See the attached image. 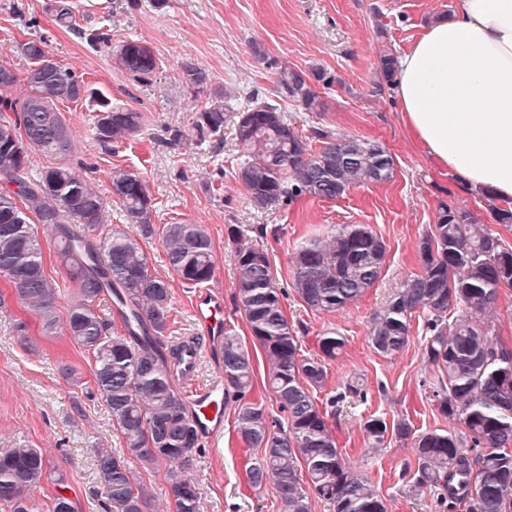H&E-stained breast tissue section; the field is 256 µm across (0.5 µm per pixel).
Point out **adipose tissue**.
<instances>
[{
    "label": "adipose tissue",
    "instance_id": "obj_1",
    "mask_svg": "<svg viewBox=\"0 0 512 512\" xmlns=\"http://www.w3.org/2000/svg\"><path fill=\"white\" fill-rule=\"evenodd\" d=\"M408 134L469 188L512 203V0H459L398 61Z\"/></svg>",
    "mask_w": 512,
    "mask_h": 512
}]
</instances>
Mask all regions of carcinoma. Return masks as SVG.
Listing matches in <instances>:
<instances>
[{
	"label": "carcinoma",
	"instance_id": "carcinoma-1",
	"mask_svg": "<svg viewBox=\"0 0 512 512\" xmlns=\"http://www.w3.org/2000/svg\"><path fill=\"white\" fill-rule=\"evenodd\" d=\"M54 20L78 27L72 0H53ZM30 61L26 93L11 98L18 81L0 62V279L25 310L38 316L46 334L62 326L71 343L91 357L93 391L120 433L126 455L145 470L166 466L175 512H203L198 484L191 474L193 452L201 437L185 396L173 377L175 346H166L170 330L171 285L154 273L143 243L161 232L171 273L198 287L214 274V247L200 224L153 222L145 180L115 169L112 196L123 205L134 229L103 222L106 200L64 159L74 152L71 129L58 109L81 96L96 100L93 129L105 146L136 136L145 115L109 101L88 88L82 77L59 65L41 37L16 45ZM115 67L136 81L155 76L160 61L145 41L129 37L116 47ZM381 93L395 81L396 59L380 57ZM183 84L206 90L205 69L189 65ZM280 93L311 114L325 109L308 75L284 69ZM14 118L7 119L4 113ZM198 143L229 132L239 148L235 177L251 205L267 210L304 197L334 200L355 185L393 178L395 164L380 142L336 134L314 126L309 135L283 120L278 105L260 101L239 111L224 103L220 91L196 112ZM41 153L62 159L33 178L29 157ZM53 238L74 296L61 306L59 284L45 270L40 236ZM421 271L401 281L385 306L370 320L368 339L378 354L400 352L409 342L411 320L422 317L423 361L430 367V397L446 418L462 425L417 431L401 419L364 420L373 448L388 435L411 439L415 472L401 492L412 498L424 488L436 493L439 512H512V349L492 324L500 293L512 288V247L508 248L471 214L442 204L436 224L418 242ZM384 240L363 225L341 224L330 236L301 243L290 269L296 296L310 309L335 312L359 300L380 278ZM110 298L121 330L97 311ZM234 304L244 317L253 344L269 362L268 390L287 426L269 418L264 402L253 397L254 363L247 343L224 334L219 367L227 402L234 405L237 437L264 455L248 464V487L270 484L284 512H311L310 494L330 503L334 512H387L383 497L343 453L327 421L349 398L366 399L359 380L350 378L321 402L313 391L323 386L325 359L345 345L334 332L317 338L320 358L302 354L301 343L284 314L264 249L247 247L235 260ZM102 497L121 512H144L148 492L127 463L110 448L94 449ZM49 461L27 444L0 447V502L12 512H29L34 484ZM47 512H76L74 502L56 493Z\"/></svg>",
	"mask_w": 512,
	"mask_h": 512
}]
</instances>
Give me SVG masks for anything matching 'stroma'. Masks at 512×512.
<instances>
[{"label": "stroma", "mask_w": 512, "mask_h": 512, "mask_svg": "<svg viewBox=\"0 0 512 512\" xmlns=\"http://www.w3.org/2000/svg\"><path fill=\"white\" fill-rule=\"evenodd\" d=\"M48 2L0 0V59L25 74L29 64L15 46L43 37L57 63L147 117L136 141L110 150L94 136L89 101L60 104L75 141L71 165L105 195L112 168L140 174L149 186L155 224L202 225L214 246L211 284L223 292L226 327L246 340L250 330L233 303L235 256L238 248L263 246L304 355H317L316 338L324 333L346 340L328 361L317 397L326 399L351 377L368 391L367 401L343 405L329 416L338 448L383 496L387 512H438L432 491L414 499L400 493V476L414 466L411 440L392 437L387 447L371 451L363 421L374 413L390 422L410 418L418 430L452 429L456 423L439 414L422 385L421 328L412 329L401 352L382 356L368 342L369 319L403 278L419 272L417 244L435 224L441 204L470 210L509 247L512 225L496 223L485 196L465 188L410 139L395 90L376 95L372 87L380 55L402 56L434 17L452 14L458 0H167L160 9L151 0H138L133 9L113 7V0H73L82 26L78 33L54 22ZM96 28L109 30L113 44L128 37L147 41L161 61L158 73L144 83L116 73L110 46L90 48L82 35ZM188 63L204 68L212 88L223 91L234 107L244 105L253 89L273 97L283 69L305 71L325 104L320 124L381 142L394 159L393 179L352 187L334 200L306 197L266 211L253 208L233 175L232 138L201 145L190 138L192 118L209 96L183 85ZM178 130L183 139H175ZM338 224L370 227L384 240L387 254L381 277L362 298L337 312H319L291 291V260L301 242L330 235ZM6 304L0 311V445L29 444L53 466L32 491L33 512H42L43 502L57 492L70 497L77 512H106L93 450L102 443L119 455L123 440L102 401L70 385L57 370L66 362L89 371V359L65 337L44 335L35 317L18 330L20 308L11 298ZM263 454L260 448L243 450L234 410L226 408L223 432L193 453L192 474L205 512H284L272 488L257 493L247 486L245 462Z\"/></svg>", "instance_id": "obj_1"}]
</instances>
